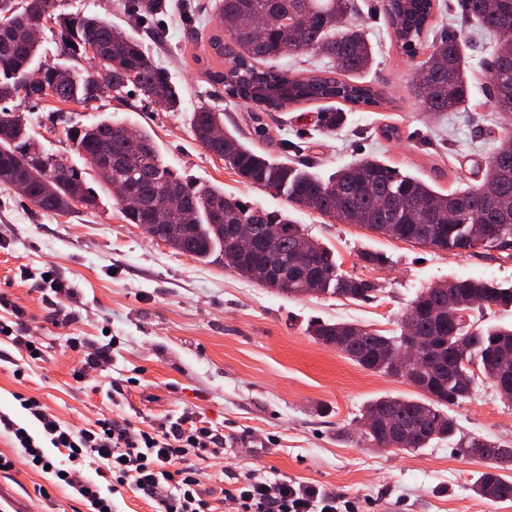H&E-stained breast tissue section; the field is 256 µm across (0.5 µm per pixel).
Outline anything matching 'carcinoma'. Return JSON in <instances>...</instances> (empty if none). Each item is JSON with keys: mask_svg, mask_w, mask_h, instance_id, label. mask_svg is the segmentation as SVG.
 <instances>
[{"mask_svg": "<svg viewBox=\"0 0 512 512\" xmlns=\"http://www.w3.org/2000/svg\"><path fill=\"white\" fill-rule=\"evenodd\" d=\"M435 0H381L393 38L409 56H424L413 81L414 98L423 112H458L469 102L466 54L452 34L433 41L427 32ZM168 0H129L130 16L137 20L167 12ZM461 23L471 20L496 38L486 61L493 105L512 116V0H460ZM48 11L61 45L62 62L43 63V81L28 88L20 78L32 70L39 44L18 36L31 16ZM214 20L220 31L202 46L205 53L227 63L224 69H206V75L224 85L228 98L249 100L261 112H276L291 104L331 101L357 106H382V92L360 81L374 63L375 53L366 27L357 21L354 0H216ZM293 23L298 44L283 38L284 22ZM98 54L97 72L80 77L69 60L86 59L87 48ZM322 54L336 76H290L262 65L290 53ZM134 87L141 100L154 96L171 112L181 109V92L169 75L157 67L142 43L115 30L97 16L56 13V0H0V102L18 96L40 101L89 103L105 93L122 98ZM119 119L72 126L67 137L92 170L112 169V183L144 199L148 207L166 212L157 224L152 213L122 210L129 224H147L148 231L174 250L199 261L231 249L226 232L230 224H248L252 251L231 265L254 283L268 270L288 276V289H274L290 297L303 294L305 284L295 271L303 267L312 287L324 296L368 301L377 291L372 282L341 271L332 249L309 240L308 253L296 249L305 236L302 225L286 211H268L211 185L197 186L176 177L164 165L150 132L128 133ZM195 138L244 181L285 196L291 208H305L345 224H356L378 235L440 250L468 252L478 248L512 247V123L500 128L499 145L488 157L481 178L463 189L442 193L426 182L401 173L376 159H363L338 169L328 179L286 163L272 162L224 128V113L207 105L192 114ZM0 184L12 186L37 208L64 214L81 206H96L86 179L66 159L45 152L27 127L23 115L0 110ZM454 219L448 220V214ZM483 308H512V286L500 287L474 278H455L439 287L423 288L411 300L398 329L385 336L351 323L315 322L307 335L329 344L358 366L373 372L402 376L398 366L405 330L414 327L428 342L430 357L424 374L429 383L416 399L383 396L368 402L365 417L380 411L393 413L399 429L416 436L408 453L433 441L451 440L461 456L486 467L474 482L480 497L512 501V477L500 471L512 468V447L482 437L457 436L451 407L470 397L478 381L511 385L498 391L512 408V327H481L471 321L474 298Z\"/></svg>", "mask_w": 512, "mask_h": 512, "instance_id": "cac0c4a2", "label": "carcinoma"}]
</instances>
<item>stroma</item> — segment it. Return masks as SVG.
Returning <instances> with one entry per match:
<instances>
[{
	"label": "stroma",
	"instance_id": "obj_1",
	"mask_svg": "<svg viewBox=\"0 0 512 512\" xmlns=\"http://www.w3.org/2000/svg\"><path fill=\"white\" fill-rule=\"evenodd\" d=\"M209 2L171 0L160 20L139 23L125 12L124 0H57L58 12L108 19L140 40L179 87L180 111L109 94L85 106L18 98L8 109L23 114L46 152L78 169L84 161L66 135L71 126L112 117L149 130L174 174L221 186L267 210L290 211L310 237L334 251L343 271L376 283L374 298L355 304L289 298L240 277L223 258L200 262L181 254L126 223L111 191L91 171L86 179L98 195L96 208L62 215L0 184V296L21 310L22 332L40 350L34 360L0 339V415L37 438L42 426L21 407V398H37L78 429L103 417L143 428L186 416L204 419L223 442L222 452L197 463L218 512H232L224 492L248 469L356 499L362 512H512V506L474 494L481 464L455 455L447 442L416 453L356 444L354 420L368 401L418 391L403 379L362 369L306 334L308 322L319 319L390 335L419 289L460 277L511 285L512 250L443 251L308 209L289 210L284 196L244 183L226 168L191 127L194 109L206 104L223 111L231 130L247 134L262 122L268 135L252 145L271 159L326 176L373 157L454 190L483 166L503 121L481 68L490 35L461 24L459 0H438L434 25L460 28L467 45L470 100L466 109L436 119L415 104L418 61L392 41L380 0H357L375 49L364 80L389 102L347 109L344 125L326 134L318 124L328 102L257 116L206 76L192 58V38L215 25ZM363 251L383 255V264L363 262ZM104 348L108 358L86 366V356ZM454 417L461 434L512 443V410L488 383H478ZM0 479L29 501L32 512H91L72 486L56 485L42 470L19 464L0 470Z\"/></svg>",
	"mask_w": 512,
	"mask_h": 512
}]
</instances>
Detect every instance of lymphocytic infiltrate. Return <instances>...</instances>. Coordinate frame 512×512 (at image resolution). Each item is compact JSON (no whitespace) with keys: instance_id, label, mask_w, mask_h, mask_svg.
<instances>
[{"instance_id":"f902f5d3","label":"lymphocytic infiltrate","mask_w":512,"mask_h":512,"mask_svg":"<svg viewBox=\"0 0 512 512\" xmlns=\"http://www.w3.org/2000/svg\"><path fill=\"white\" fill-rule=\"evenodd\" d=\"M42 425L44 435L69 461L88 458L99 462L106 487L93 483L65 485L90 503L93 512H110V496L122 488L141 492L154 503V512H216L207 499L188 455H203L218 439L205 420L188 417L168 427L147 431L129 421L102 419L93 429H75L60 423L33 398L21 401ZM224 497L235 512H359L357 502L292 481L269 482L255 470L240 476Z\"/></svg>"}]
</instances>
